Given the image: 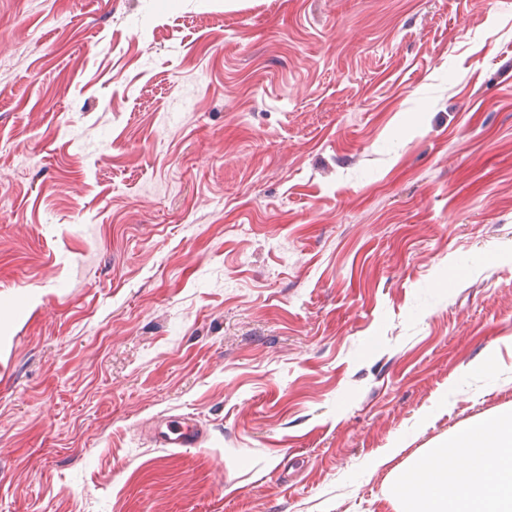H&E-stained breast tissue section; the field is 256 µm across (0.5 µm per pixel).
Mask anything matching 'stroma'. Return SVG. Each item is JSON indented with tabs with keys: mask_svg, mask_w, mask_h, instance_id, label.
<instances>
[{
	"mask_svg": "<svg viewBox=\"0 0 512 512\" xmlns=\"http://www.w3.org/2000/svg\"><path fill=\"white\" fill-rule=\"evenodd\" d=\"M507 409L512 0H0V512H396ZM153 436L164 446H195L200 441L198 427L185 421L183 416L179 419H161L155 426Z\"/></svg>",
	"mask_w": 512,
	"mask_h": 512,
	"instance_id": "stroma-1",
	"label": "stroma"
}]
</instances>
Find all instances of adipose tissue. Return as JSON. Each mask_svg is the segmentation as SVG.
Segmentation results:
<instances>
[{"instance_id":"1","label":"adipose tissue","mask_w":512,"mask_h":512,"mask_svg":"<svg viewBox=\"0 0 512 512\" xmlns=\"http://www.w3.org/2000/svg\"><path fill=\"white\" fill-rule=\"evenodd\" d=\"M391 494L407 512H512V412L474 420L406 465Z\"/></svg>"}]
</instances>
